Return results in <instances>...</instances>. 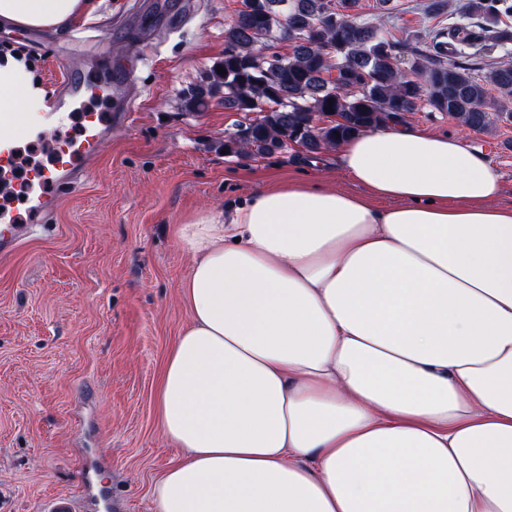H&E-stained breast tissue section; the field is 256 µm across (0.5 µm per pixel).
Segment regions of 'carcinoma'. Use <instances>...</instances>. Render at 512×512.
I'll list each match as a JSON object with an SVG mask.
<instances>
[{
    "instance_id": "1",
    "label": "carcinoma",
    "mask_w": 512,
    "mask_h": 512,
    "mask_svg": "<svg viewBox=\"0 0 512 512\" xmlns=\"http://www.w3.org/2000/svg\"><path fill=\"white\" fill-rule=\"evenodd\" d=\"M356 0H242L252 8L246 20L224 28V59L184 91L195 111L219 101L234 112H257L224 140L228 152L245 142L257 155L274 153L290 141L318 152L348 136L378 129L426 106L469 129L484 131L493 121L512 122V63L503 60L478 75L462 63L446 64L445 54L464 48L491 50L512 43V29L499 26L512 14L509 0H468L465 10L482 20L478 30L466 25L439 31L424 49L411 52L407 78L392 43L374 24L357 20ZM302 39L291 52L258 56L268 40H285L284 31ZM332 43L323 57L320 43ZM318 115L338 117L318 127Z\"/></svg>"
}]
</instances>
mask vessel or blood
Returning a JSON list of instances; mask_svg holds the SVG:
<instances>
[{
    "mask_svg": "<svg viewBox=\"0 0 512 512\" xmlns=\"http://www.w3.org/2000/svg\"><path fill=\"white\" fill-rule=\"evenodd\" d=\"M64 84L67 94L58 97L39 120H31L23 112L4 118L5 123L21 128L25 139L47 142L50 160L23 167L16 141L10 137L0 139V261L12 257L37 227L51 219L57 208V188H75L88 176L84 161L95 157L113 124L123 121L119 115L109 119L99 112H85L80 117L78 136L61 137V127L73 118V102L87 93L86 84L77 77H67ZM20 180L25 183L27 195L26 214L22 217L15 208V185ZM107 465V459L96 457L82 470L87 501L110 499L109 490L96 488L93 480L94 474Z\"/></svg>",
    "mask_w": 512,
    "mask_h": 512,
    "instance_id": "b4317fda",
    "label": "vessel or blood"
}]
</instances>
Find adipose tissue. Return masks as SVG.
Instances as JSON below:
<instances>
[{"label": "adipose tissue", "mask_w": 512, "mask_h": 512, "mask_svg": "<svg viewBox=\"0 0 512 512\" xmlns=\"http://www.w3.org/2000/svg\"><path fill=\"white\" fill-rule=\"evenodd\" d=\"M95 0H0L45 32ZM18 51L0 114L42 112ZM368 197L293 181L178 228L190 320L157 386L152 512H512V205L462 137L341 141ZM387 200L378 208L372 198Z\"/></svg>", "instance_id": "adipose-tissue-1"}]
</instances>
